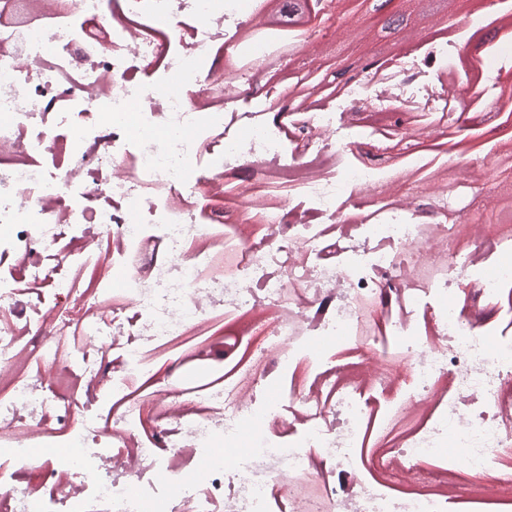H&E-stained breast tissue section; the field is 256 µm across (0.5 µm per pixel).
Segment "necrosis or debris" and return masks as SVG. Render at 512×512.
<instances>
[{"mask_svg":"<svg viewBox=\"0 0 512 512\" xmlns=\"http://www.w3.org/2000/svg\"><path fill=\"white\" fill-rule=\"evenodd\" d=\"M254 2L0 0V512L512 504V224L371 155L499 112L461 49L512 0L301 110Z\"/></svg>","mask_w":512,"mask_h":512,"instance_id":"4bbe7bcc","label":"necrosis or debris"}]
</instances>
